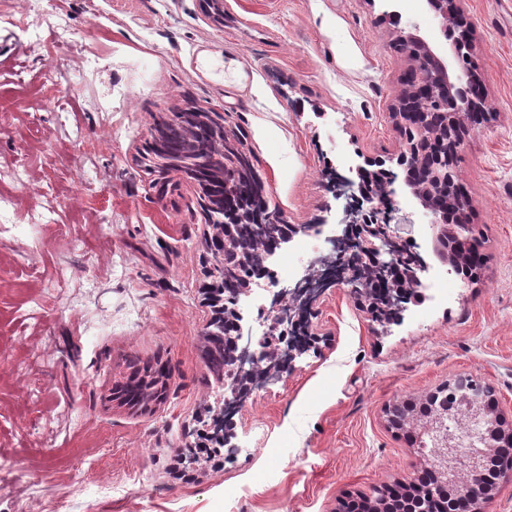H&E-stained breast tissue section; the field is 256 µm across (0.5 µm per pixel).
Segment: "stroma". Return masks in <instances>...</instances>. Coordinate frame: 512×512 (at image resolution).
I'll use <instances>...</instances> for the list:
<instances>
[{"label":"stroma","instance_id":"stroma-1","mask_svg":"<svg viewBox=\"0 0 512 512\" xmlns=\"http://www.w3.org/2000/svg\"><path fill=\"white\" fill-rule=\"evenodd\" d=\"M0 0V512H343L410 483L422 456L389 404L473 376L512 418V0H456L490 112L459 149L484 264L447 272L414 199L392 225L429 270L399 320L328 289L279 382L237 408L233 447L183 461L223 383L202 359L217 260L194 184L159 195L150 131L223 109L293 224H340L361 156L397 171L410 62L398 19L440 44L422 0ZM169 368L148 409L112 400L129 359Z\"/></svg>","mask_w":512,"mask_h":512}]
</instances>
